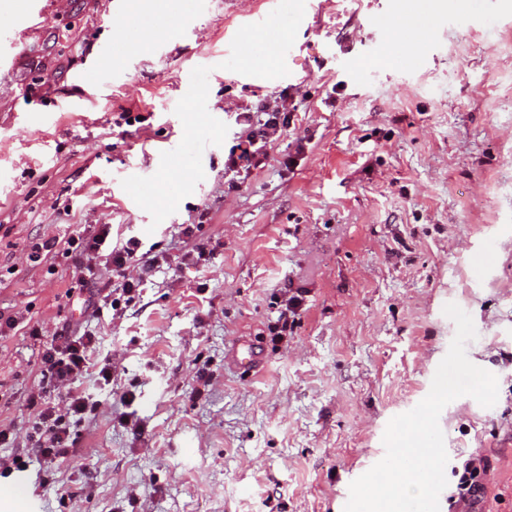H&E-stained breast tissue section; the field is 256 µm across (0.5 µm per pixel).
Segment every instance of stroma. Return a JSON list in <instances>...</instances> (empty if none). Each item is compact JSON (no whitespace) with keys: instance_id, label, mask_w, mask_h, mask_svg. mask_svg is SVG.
Masks as SVG:
<instances>
[{"instance_id":"1","label":"stroma","mask_w":512,"mask_h":512,"mask_svg":"<svg viewBox=\"0 0 512 512\" xmlns=\"http://www.w3.org/2000/svg\"><path fill=\"white\" fill-rule=\"evenodd\" d=\"M267 2L128 0L169 31L102 57L89 85L91 54L129 38L108 0H48L20 46L0 80V314L17 322L0 337V455H31L41 352L82 329L93 366L72 392L88 406L72 457L26 471L37 512H344L388 421L428 394L454 303L499 393L439 417L440 512L471 455L489 473L467 512H512V0H437L423 47L395 55L407 0H277L296 64L247 39ZM235 41L273 68L237 74ZM285 89L287 130L227 181L237 112ZM123 112L132 125H116ZM171 165L190 175L164 198L154 177ZM87 224L155 259L132 303L93 317L73 256L32 258ZM199 243L206 255L189 257ZM287 280L306 309L278 338ZM243 341L264 353L261 372L230 363Z\"/></svg>"}]
</instances>
